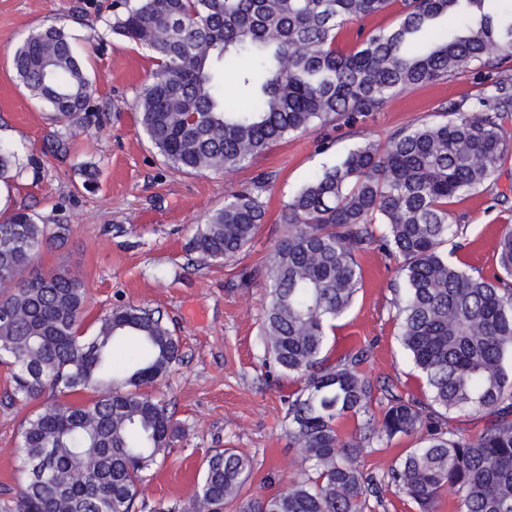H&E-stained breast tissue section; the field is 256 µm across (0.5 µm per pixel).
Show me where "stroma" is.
<instances>
[{"label":"stroma","mask_w":512,"mask_h":512,"mask_svg":"<svg viewBox=\"0 0 512 512\" xmlns=\"http://www.w3.org/2000/svg\"><path fill=\"white\" fill-rule=\"evenodd\" d=\"M113 2L0 0V141L17 149L12 178L0 181V211L20 208L42 223L68 225L64 243L45 249L32 270L81 276L87 291L85 331H94L112 306L134 303L159 311L181 340V362L150 391L182 431L146 487L140 512H153L161 502L187 506L202 460L213 448L251 457L254 469L243 494L265 495L299 476L300 451L286 435L285 411L288 397L303 383L268 373L260 329L267 258L285 232L279 222L283 206L322 164L348 149L366 140L384 145L410 125L444 121L443 106L491 87L469 70L406 91L380 111L288 136L233 174L179 173L166 168L136 121V96L155 65L146 50L109 32ZM400 9L401 0H389L378 13L348 22L338 47L353 50L360 29H394ZM60 21L84 51V68L97 87L91 101L97 120L89 133L70 139L67 152L57 154L51 146L61 128L18 85L11 58L29 31ZM505 130L509 150L494 189L453 204L464 233L446 247L454 264L488 277L496 271L497 239L512 226V209L493 198L497 191L512 198V119ZM260 174L268 179L266 223L234 260L201 262L191 245L193 225ZM360 262L363 286L329 332V361L369 347L363 369L371 380L426 399V381L397 336L392 288L397 262L378 250ZM30 413L27 407L0 404V501H15L21 493L16 448ZM422 438L417 432L373 444L361 459L363 470L382 475Z\"/></svg>","instance_id":"35a3bbf8"}]
</instances>
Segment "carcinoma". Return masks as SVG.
Listing matches in <instances>:
<instances>
[{"instance_id":"cac0c4a2","label":"carcinoma","mask_w":512,"mask_h":512,"mask_svg":"<svg viewBox=\"0 0 512 512\" xmlns=\"http://www.w3.org/2000/svg\"><path fill=\"white\" fill-rule=\"evenodd\" d=\"M387 0H116L108 30L151 53L156 69L139 94L138 122L163 163L182 173H233L288 135L339 116L377 112L396 95L472 66L496 74L495 93L443 108L448 120L412 125L385 147L348 150L296 191L280 214L286 233L268 258L261 336L282 374L304 380L287 401L290 443L304 476L240 505V512H366L382 492L436 512L442 492L457 512H512V227L496 248L493 277L448 261L453 200L496 181L512 113V21L488 0H402L401 22L336 48L341 25ZM448 23L440 32L436 24ZM249 58L246 73L237 62ZM12 69L30 96L69 130L91 124V83L66 25L30 31ZM233 74L251 100L224 93ZM14 148L0 141V178ZM263 182L233 192L194 228L204 261L234 258L266 216ZM65 224L0 215V363L14 368L5 405H29L50 389L63 397L27 417L17 448L25 488L0 512H136L150 473L170 453L180 424L143 391L181 360L179 337L160 313L112 307L81 334L86 289L67 272L24 276L33 257L62 242ZM399 260L394 284L399 340L430 396L378 386L359 348L336 364L327 332L362 288L360 256ZM133 339L137 358L117 365L114 344ZM386 400L380 417L371 406ZM490 417L476 436L448 427L450 413ZM357 423L345 440L339 426ZM424 430L419 446L377 478L360 457L375 442ZM252 460L233 448L206 459L191 512H224L239 500Z\"/></svg>"}]
</instances>
